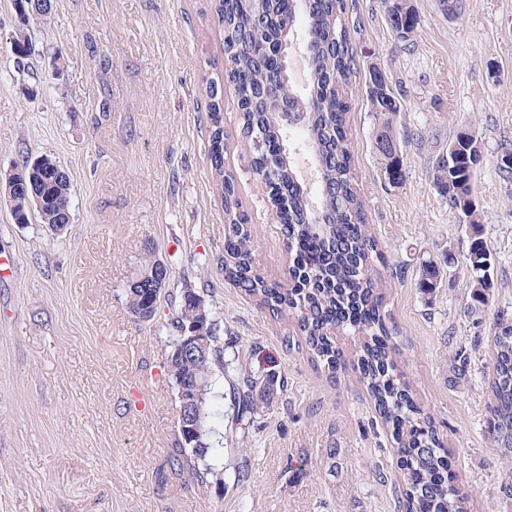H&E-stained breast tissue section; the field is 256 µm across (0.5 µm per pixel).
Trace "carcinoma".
I'll return each mask as SVG.
<instances>
[{"mask_svg":"<svg viewBox=\"0 0 512 512\" xmlns=\"http://www.w3.org/2000/svg\"><path fill=\"white\" fill-rule=\"evenodd\" d=\"M384 4L392 30L400 38L409 39L416 28L409 0H384ZM215 10L223 28L224 71L234 85L241 134L246 139L257 135L261 140L262 147L254 160L257 178L266 181L269 202L280 207L292 257L289 288L267 281L253 265L250 225L237 210L235 177L224 171V94L213 96L214 87L223 82L211 78L207 83L209 154L224 198V220L228 225L224 251L231 257L224 264V279L273 313L292 312L311 360L331 373L336 372L342 361L336 347V331L348 329L364 336L356 365L382 423L396 444L397 464L404 471L399 508L402 512H468V494L448 483L443 441L396 369L398 349L388 336L383 302L368 275L380 250L369 233L351 172L344 85L355 60L343 22V0H272L269 20L263 26L255 21L252 0H216ZM295 29H305L310 36L314 85L303 95L292 86L288 68L262 62L266 49ZM12 48L17 65L25 64L31 55L29 42L18 36L13 39ZM269 88L288 99V112L302 113L301 125H296L291 117L286 125L270 124L263 119L262 112L272 106V101L263 97ZM367 99L376 121L374 142L381 169L389 180L398 183L404 177L401 147L387 148L382 142L397 140L393 123L400 105L378 68L370 73ZM295 129L302 133L296 145H308L318 152V180L310 194L297 183L285 160L284 146L291 144L287 135ZM473 164L471 135L463 133L448 144V152L433 167L432 179L448 204L476 229L480 222L471 196ZM17 168L22 171L20 179L38 184L40 198L37 202L27 198L18 190L20 184H15V189L6 194L14 223L28 224L35 214L52 232L57 231L59 224H70L72 214L60 208L61 201L72 194L73 181L68 171L47 155H28ZM469 265L475 274L470 304L473 313L488 302L487 272L491 267V253L479 237L472 241ZM439 275L435 265H423L419 287L431 291ZM136 279L142 283L126 289L127 306L136 320L149 322L157 313L164 288L170 284V269L163 260L151 256ZM190 324L208 337V352L202 358H185L176 350L182 340V329ZM172 328L175 336L171 337L165 362L168 376L176 386L196 377L208 381L200 401L206 419L215 376L224 378L227 396L236 410L231 434L248 426L284 389L285 380L278 372L225 358L224 321L206 307L194 290L187 288L182 292ZM492 343L495 362L486 430L493 444L511 457L512 316L497 317ZM187 427L186 423H178V447L191 474L218 477L219 471L210 464L212 437L205 434L189 442Z\"/></svg>","mask_w":512,"mask_h":512,"instance_id":"cac0c4a2","label":"carcinoma"}]
</instances>
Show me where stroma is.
Listing matches in <instances>:
<instances>
[{"mask_svg": "<svg viewBox=\"0 0 512 512\" xmlns=\"http://www.w3.org/2000/svg\"><path fill=\"white\" fill-rule=\"evenodd\" d=\"M20 23L0 0V176L27 154L69 172L72 222L48 232L13 223L0 198V512H396L404 484L395 443L354 368L359 336L338 331L347 363L311 362L290 312L274 314L224 279V203L208 157L207 78L224 66L215 0H52ZM410 40L392 31L384 0H346L355 68L345 89L348 137L366 221L385 256L370 269L400 354L397 368L448 450L471 512H512L501 486L512 463L485 428L489 337L512 315V0H410ZM33 54L17 67L11 37ZM63 69H56V62ZM387 76L401 110L405 177L389 182L374 149L366 88ZM224 165L251 224L255 268L288 287L281 225L269 217L224 86ZM483 160L473 177L482 237L494 258L488 302L467 312L471 230L432 182L459 133ZM171 288L155 319L136 321L124 290L147 254ZM433 262L436 288L419 272ZM191 288L220 311L241 357H272L287 389L259 413L222 472L191 480L177 447L179 403L164 369L174 299ZM467 348L457 375L452 357ZM248 473L237 479L238 470Z\"/></svg>", "mask_w": 512, "mask_h": 512, "instance_id": "35a3bbf8", "label": "stroma"}]
</instances>
